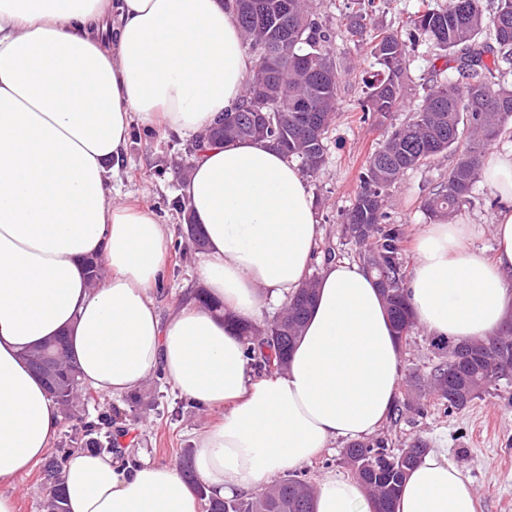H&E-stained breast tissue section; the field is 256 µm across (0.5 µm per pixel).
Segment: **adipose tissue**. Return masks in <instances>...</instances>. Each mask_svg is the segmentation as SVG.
Segmentation results:
<instances>
[{"label": "adipose tissue", "instance_id": "1", "mask_svg": "<svg viewBox=\"0 0 512 512\" xmlns=\"http://www.w3.org/2000/svg\"><path fill=\"white\" fill-rule=\"evenodd\" d=\"M235 12L219 0H0V482L48 454L61 420L26 352L58 335L85 388L129 393L163 370L216 420L196 440L209 491L233 497L311 462L332 442L375 432L397 398L400 350L374 279L328 261L284 372L253 375L240 338L195 302L168 321V236L151 209L117 202L109 161L133 122L193 138L234 111L252 75ZM483 180L505 204L492 225L428 224L408 297L430 334L476 340L512 309V152H490ZM181 193L207 237L198 278L224 316L255 321L307 280L318 242L299 169L262 143L214 146ZM106 269L97 286L85 261ZM68 512H199L172 466L77 449L64 464ZM315 512H374L334 473ZM395 512H476L470 481L436 448L411 470Z\"/></svg>", "mask_w": 512, "mask_h": 512}]
</instances>
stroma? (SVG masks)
<instances>
[{"label":"stroma","instance_id":"obj_1","mask_svg":"<svg viewBox=\"0 0 512 512\" xmlns=\"http://www.w3.org/2000/svg\"><path fill=\"white\" fill-rule=\"evenodd\" d=\"M333 56L339 75L337 118L327 134L321 171L304 179L320 230L312 263L316 274L325 263L327 251H334L339 260H355L356 247L342 238L340 226L355 201L358 175L370 154L385 140L392 123L408 120L422 105L432 76L434 51L427 42L415 43L409 51L403 108L392 119L366 123L360 119L359 105L364 72L371 63L369 46L339 35L333 42ZM187 144L179 134L133 126L126 149L119 161L113 162L110 175L114 198L150 208L165 224L170 241L182 244L181 252L169 253L165 279L150 295L163 321L175 315L200 286L196 268L203 253L181 240L185 225L180 206L184 199L176 166L184 158ZM449 163V157L441 155L427 166L407 170L390 190L387 210L403 232L407 260H414L415 236L429 221L421 202L447 177ZM433 341L424 328H414L411 343L400 356L401 375L424 372L437 363ZM137 392L144 398L137 411H130L126 397L100 395L88 402L85 418L61 420L59 434L79 431L83 419H95L98 413L116 412L120 418L112 432L117 440V458L132 460L144 453L179 466L181 456L194 451L195 440L211 423V415L196 404L181 403L173 385L159 384L153 376ZM377 434L388 439L395 450L417 435L423 436L430 447L447 449L449 459L471 481L479 512H512V391L489 389L460 412L432 405L424 416L409 413L399 422H384ZM0 493L16 499L18 512H42L46 490L41 466H34L28 475L14 482L0 484Z\"/></svg>","mask_w":512,"mask_h":512}]
</instances>
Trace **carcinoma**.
<instances>
[{"label": "carcinoma", "mask_w": 512, "mask_h": 512, "mask_svg": "<svg viewBox=\"0 0 512 512\" xmlns=\"http://www.w3.org/2000/svg\"><path fill=\"white\" fill-rule=\"evenodd\" d=\"M493 2L488 11L481 0H448L441 9L425 5L396 28H368L375 0L361 3L343 18L344 33L371 45L373 70L363 79L364 120L370 113L386 118L399 108L409 46L416 41H428L436 58L453 62L448 77L433 80L427 88L412 120L391 127L369 157L341 228L344 237L359 245V261L376 279L401 346L408 344L414 319L407 298L403 233L387 211L388 191L405 171L446 154L453 158L448 177L425 196L422 208L431 218L445 219L471 203L487 147L512 124V84L501 81L512 65V0ZM227 5L237 14L254 60L263 58L267 65L248 83L235 111L224 114V141L268 142L284 156L300 159L307 174L316 173L324 163L326 134L338 106L333 32L313 18L309 0H227ZM259 112H278L280 117L267 123L257 117ZM316 292L313 277L276 319L236 325L247 358L259 371L270 374L287 367ZM434 347L442 361L423 374H409L407 385L415 396L396 400L394 417L405 411L420 417L430 399L448 411H462L493 385L512 387L511 327L485 340L457 342L453 349L444 339ZM41 353L59 358L54 374L43 378L56 388L50 396L64 419H71L82 392L80 367L65 353L61 338L28 352L31 365ZM75 448L112 452V415L101 413L86 422L82 435L65 437L45 462L42 473L49 494L43 512H68L63 505V465ZM427 451L421 436L397 452L388 441L371 438L349 442L342 459L371 496L374 512H394L408 471ZM182 472L205 512H314V485L294 474L250 497L221 500L197 480L188 454Z\"/></svg>", "instance_id": "obj_1"}]
</instances>
